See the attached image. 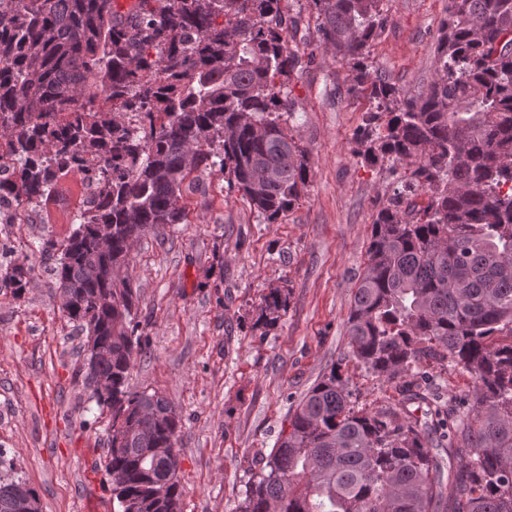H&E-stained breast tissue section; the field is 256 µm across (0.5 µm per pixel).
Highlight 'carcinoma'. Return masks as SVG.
<instances>
[{
  "instance_id": "carcinoma-1",
  "label": "carcinoma",
  "mask_w": 512,
  "mask_h": 512,
  "mask_svg": "<svg viewBox=\"0 0 512 512\" xmlns=\"http://www.w3.org/2000/svg\"><path fill=\"white\" fill-rule=\"evenodd\" d=\"M282 0H0V148L19 198L51 200L80 175L93 197L52 254L66 316L93 337V388L111 412L113 512H182L180 418L158 392L130 389L146 341L130 271L139 236L187 220L194 172L219 171L267 224L304 195L308 153L287 120L286 77L298 19ZM316 45L349 66L355 98L369 102L354 156L390 161L405 176L376 213L368 260L344 323L343 360L393 382L392 407L358 410L333 368L288 412L238 512H512V0H448L434 78L405 95L368 64L384 0H306ZM224 21L217 22L218 18ZM147 112L133 131L128 117ZM112 229L111 249L99 233ZM32 268L0 264L14 297ZM290 289L263 297L273 325ZM453 363L472 393L445 399L426 367ZM35 494L0 477V512Z\"/></svg>"
}]
</instances>
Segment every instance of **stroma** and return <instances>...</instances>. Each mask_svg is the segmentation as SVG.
Instances as JSON below:
<instances>
[{"mask_svg":"<svg viewBox=\"0 0 512 512\" xmlns=\"http://www.w3.org/2000/svg\"><path fill=\"white\" fill-rule=\"evenodd\" d=\"M388 23L369 62L410 95L433 79L434 34L448 0H384ZM291 46L303 62L287 79L291 120L309 152L305 195L278 223H263L221 173H198L185 193L188 221L136 243L135 314L147 343L130 372L182 418L178 437L183 512H236L292 405L333 366L351 400L369 411L395 403L386 383L347 361L344 323L367 260L373 219L402 166L370 167L353 155L368 107L349 96L352 75L316 52L315 20L301 11ZM78 176L63 177L48 208L0 224V250L31 266L21 298L0 291V449L36 490L40 512L111 504L105 469L111 414L90 401L80 372L85 337L64 317L43 240L73 231ZM291 290L270 327L256 325L270 288Z\"/></svg>","mask_w":512,"mask_h":512,"instance_id":"1","label":"stroma"}]
</instances>
